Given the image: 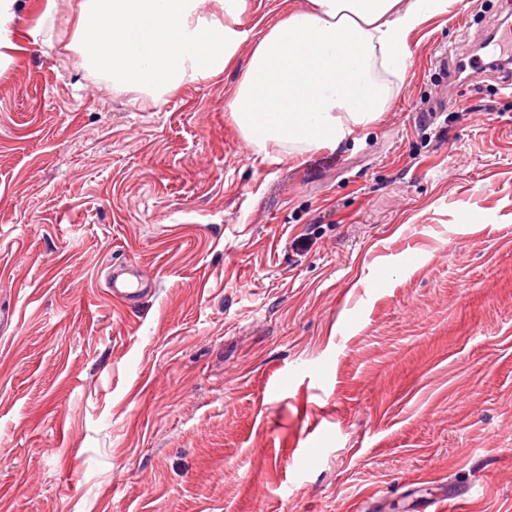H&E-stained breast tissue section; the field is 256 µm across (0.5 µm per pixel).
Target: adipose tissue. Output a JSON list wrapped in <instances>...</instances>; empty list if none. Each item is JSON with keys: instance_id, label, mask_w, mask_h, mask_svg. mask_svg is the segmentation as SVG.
<instances>
[{"instance_id": "adipose-tissue-1", "label": "adipose tissue", "mask_w": 512, "mask_h": 512, "mask_svg": "<svg viewBox=\"0 0 512 512\" xmlns=\"http://www.w3.org/2000/svg\"><path fill=\"white\" fill-rule=\"evenodd\" d=\"M243 0H81L75 28L86 69L160 101L220 75L244 34ZM450 0H309L267 25L233 99L258 150L337 146L375 123L402 90L412 34Z\"/></svg>"}]
</instances>
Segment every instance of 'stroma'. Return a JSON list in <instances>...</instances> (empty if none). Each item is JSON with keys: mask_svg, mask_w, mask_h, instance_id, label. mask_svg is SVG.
Instances as JSON below:
<instances>
[{"mask_svg": "<svg viewBox=\"0 0 512 512\" xmlns=\"http://www.w3.org/2000/svg\"><path fill=\"white\" fill-rule=\"evenodd\" d=\"M307 2L246 0L235 66L156 104L84 69L80 0H18L0 512H512V87L448 75L512 0L414 32L365 138L253 149L233 88ZM127 272L118 270L109 266L107 272V293L112 300L117 302H129L138 297L145 288L144 279L141 275H132L133 278L126 277Z\"/></svg>", "mask_w": 512, "mask_h": 512, "instance_id": "stroma-1", "label": "stroma"}]
</instances>
